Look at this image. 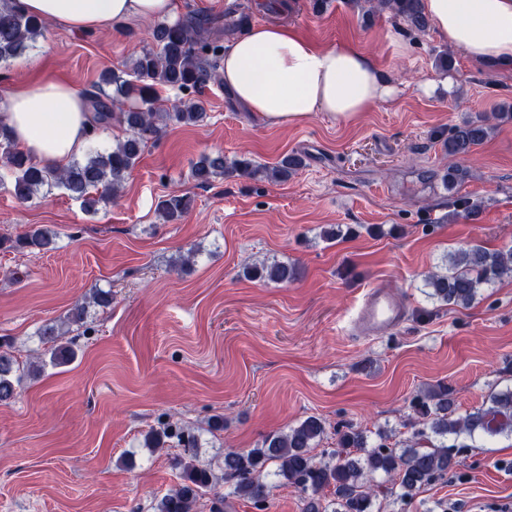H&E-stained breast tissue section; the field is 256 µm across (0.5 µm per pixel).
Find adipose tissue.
<instances>
[{
  "label": "adipose tissue",
  "mask_w": 512,
  "mask_h": 512,
  "mask_svg": "<svg viewBox=\"0 0 512 512\" xmlns=\"http://www.w3.org/2000/svg\"><path fill=\"white\" fill-rule=\"evenodd\" d=\"M24 13L76 32L111 30L133 20L181 18V0H15ZM436 33L471 59L512 66V0H424ZM219 79L263 123L296 125L321 113L351 123L391 99L372 60L349 43L317 47L279 24H251L225 49ZM0 114L15 146L60 169L96 137L86 96L47 77L8 86Z\"/></svg>",
  "instance_id": "1"
}]
</instances>
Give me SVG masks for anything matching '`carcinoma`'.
<instances>
[{
  "mask_svg": "<svg viewBox=\"0 0 512 512\" xmlns=\"http://www.w3.org/2000/svg\"><path fill=\"white\" fill-rule=\"evenodd\" d=\"M367 14L388 12L403 21L408 29L423 32L428 17L423 0H350ZM46 22L13 6V0H0V60L22 55L39 35ZM156 48L143 50L133 59L128 71L100 74L97 86L85 91L96 129L114 122L127 136L110 149L90 146L84 160H75L62 169H50L32 162L12 143L5 125L0 123V167L12 176L11 194L18 201H29L44 187L63 188L84 206H95L114 197L127 176L138 164L148 144L157 141L168 122L197 126L208 118L205 102L196 96L217 77L224 56V28L217 22L190 14L176 23L155 24L152 33ZM113 87L112 93L104 87ZM175 89L189 94L173 112L159 107L158 90ZM490 126L479 117L451 127L444 142L451 159L470 154L489 136ZM303 166L297 154L285 156L273 168L257 165L248 158L228 161L224 153L203 157L192 170V177L206 184L217 177H266L287 181ZM192 198L171 193L157 202V212L168 223L181 220L191 209ZM56 233L45 227L31 228L16 236L14 247L36 255L55 245ZM512 272V252H490L480 245L459 249L448 256V269L426 276L428 297L461 308L472 305L480 288ZM296 269L283 262L254 267L248 275L274 283L295 279ZM41 336L51 343L50 363L54 366L73 360L75 352L53 325L44 327ZM41 370L32 364L20 367L7 347L0 346V404L18 395L24 379ZM415 416L414 443L402 448L387 444L388 436L378 434L379 443L366 448V438L357 428L338 434V448L318 459L311 450L321 442L324 421L311 415L286 432L268 435L260 446L247 451L224 453L223 479L230 494L265 508L270 486L261 480L268 465H275L273 476L280 484L292 486L307 495L304 512H320L315 495L332 491L333 512H372L373 500L382 476L388 492L397 500L412 497L457 465L453 447L445 442L424 448L421 442L435 435L441 438L465 434L497 436L512 433V389L493 391L484 404L464 415H456L452 389L440 385L412 402ZM183 456L175 459L180 482L155 506V512H195L198 500L215 489L217 477L210 466L197 459V439L180 436Z\"/></svg>",
  "mask_w": 512,
  "mask_h": 512,
  "instance_id": "1",
  "label": "carcinoma"
}]
</instances>
